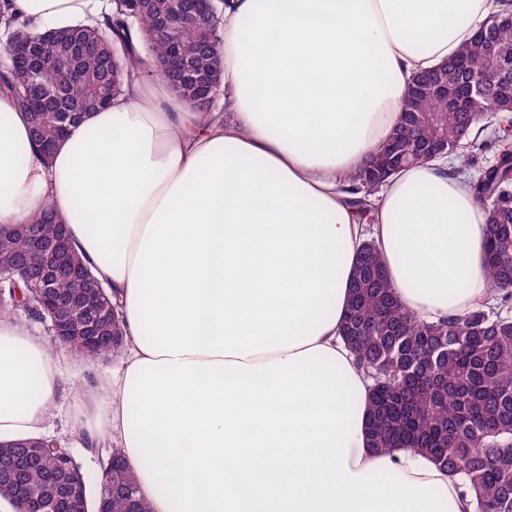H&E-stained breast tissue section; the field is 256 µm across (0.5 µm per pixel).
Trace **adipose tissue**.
I'll return each mask as SVG.
<instances>
[{
  "label": "adipose tissue",
  "instance_id": "adipose-tissue-1",
  "mask_svg": "<svg viewBox=\"0 0 512 512\" xmlns=\"http://www.w3.org/2000/svg\"><path fill=\"white\" fill-rule=\"evenodd\" d=\"M14 5L56 28L101 10ZM501 8L225 0L223 112L145 77L48 158L0 89V230L52 204L124 326L111 380L69 385L44 338L0 318V444L109 439L150 512H463L427 456L372 452L369 382L340 330L367 240L416 317L488 301L487 213L444 157L389 178L365 220L344 188L400 125L415 76ZM64 387L80 407L58 433Z\"/></svg>",
  "mask_w": 512,
  "mask_h": 512
}]
</instances>
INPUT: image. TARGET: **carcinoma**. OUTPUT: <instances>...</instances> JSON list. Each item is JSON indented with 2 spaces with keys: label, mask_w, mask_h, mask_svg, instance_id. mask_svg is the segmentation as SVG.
Instances as JSON below:
<instances>
[{
  "label": "carcinoma",
  "mask_w": 512,
  "mask_h": 512,
  "mask_svg": "<svg viewBox=\"0 0 512 512\" xmlns=\"http://www.w3.org/2000/svg\"><path fill=\"white\" fill-rule=\"evenodd\" d=\"M183 2L184 21L167 35L157 32V21L168 0H110L100 19L42 30L20 20L10 0H0L5 45L31 43L39 57L31 75L12 63L0 70V84L27 114L35 144L58 140L60 122L71 126L83 114L105 108L124 86L153 70L196 111H214L207 86L222 83L223 59L219 48L202 41L201 32L222 22L224 10L217 5L202 13L194 0ZM493 48L512 55V21L476 35L449 58L448 85L476 82L489 74ZM114 55L125 67L118 82L107 65ZM65 60L83 74V81L68 80ZM490 112L499 114L500 124L484 137L483 121ZM463 135L469 146L462 149ZM436 140L467 165L493 152V163L472 183L474 194L488 198L485 257L493 303L446 320H420L398 301L380 253L366 242L355 265L342 333L372 381L367 422L372 448H413L431 457L462 485L465 512H512V316L507 315L512 307V82H494L488 94L473 96L461 109L436 95L419 96L389 138L401 150H422ZM372 157L385 168H403L404 157L389 154L385 143ZM382 184L366 168L349 179L346 192L360 216L367 214L369 196ZM28 230L25 224L16 234L0 236V268L41 263L30 247ZM49 285L73 299L81 328H94L103 336L94 350L84 348L82 336H73L68 345L73 354L93 361L120 349L118 315L99 321L86 313L76 300L84 292L82 282L51 274ZM3 288L9 300L0 305V316L32 303L24 280ZM31 444L0 445V459L22 458ZM21 476L28 496L56 512H68L74 481L83 488L90 512L103 497L108 498L109 512H149L134 475L113 447L95 492L81 468L65 466L61 451L53 448L42 450L39 462Z\"/></svg>",
  "instance_id": "obj_1"
}]
</instances>
